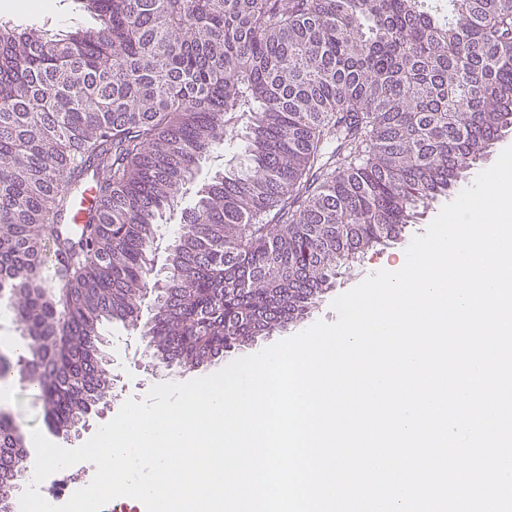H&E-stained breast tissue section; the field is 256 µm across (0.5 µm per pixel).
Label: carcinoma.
<instances>
[{"label": "carcinoma", "mask_w": 512, "mask_h": 512, "mask_svg": "<svg viewBox=\"0 0 512 512\" xmlns=\"http://www.w3.org/2000/svg\"><path fill=\"white\" fill-rule=\"evenodd\" d=\"M81 3L95 24L61 35L0 25V298L25 341L0 379L63 435L112 400L105 323L190 371L299 322L512 126V0ZM26 466L0 417V512Z\"/></svg>", "instance_id": "cac0c4a2"}]
</instances>
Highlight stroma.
Instances as JSON below:
<instances>
[{
    "instance_id": "35a3bbf8",
    "label": "stroma",
    "mask_w": 512,
    "mask_h": 512,
    "mask_svg": "<svg viewBox=\"0 0 512 512\" xmlns=\"http://www.w3.org/2000/svg\"><path fill=\"white\" fill-rule=\"evenodd\" d=\"M5 0H0V23H7L22 28H37L43 31L57 33L67 31L77 26L89 25L91 19L83 11L79 0H57V10L51 15H35L21 17L4 9ZM448 197H439L432 203L417 223L408 225L402 235L385 247L366 252L344 275L337 281L334 288L327 290L319 298L308 317L300 322L288 325L280 331L269 336L259 337L257 341L241 349L226 353L224 358L191 371L171 369L155 375L148 374L144 368L142 357L143 341L138 333L126 329L122 324L109 323L105 329L111 336L109 352L113 358L111 365L115 377V396L100 412L91 415L88 425L82 431L81 440H88L93 432L104 422L113 418L127 399L143 400L153 385L164 382L183 383L195 378L209 375L226 366L227 362L236 358L257 353L275 342L297 334L306 329L313 322L323 320L329 323L336 322L338 313L332 305L333 300L340 294L354 288L370 276L376 264L385 260H397L404 254L414 236L424 234L427 226L437 217L442 207L448 204ZM4 410L13 416L14 420L23 430L38 428L49 440L55 444H62L63 439L49 426L43 408V403L36 390L24 383H16L11 401L5 405Z\"/></svg>"
}]
</instances>
